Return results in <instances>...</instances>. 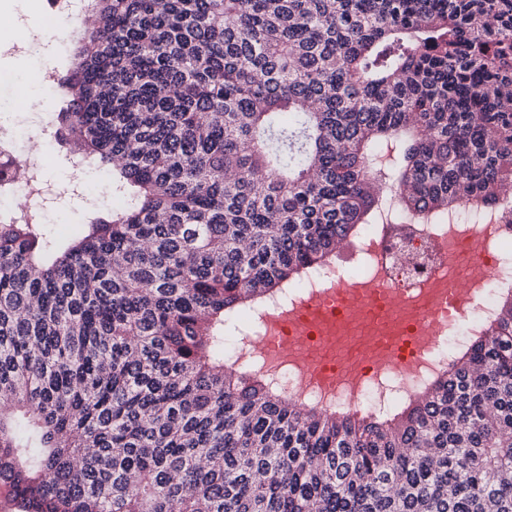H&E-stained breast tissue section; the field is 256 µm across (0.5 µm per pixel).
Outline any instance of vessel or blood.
I'll return each instance as SVG.
<instances>
[{
	"instance_id": "1",
	"label": "vessel or blood",
	"mask_w": 512,
	"mask_h": 512,
	"mask_svg": "<svg viewBox=\"0 0 512 512\" xmlns=\"http://www.w3.org/2000/svg\"><path fill=\"white\" fill-rule=\"evenodd\" d=\"M462 283L439 274L411 293L381 287L377 280L348 278L309 294L266 320L264 357L292 366L303 383L333 394L358 393L391 368L418 370L442 325L463 316L489 268L476 255L474 239L460 240Z\"/></svg>"
}]
</instances>
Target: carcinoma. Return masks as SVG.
I'll return each instance as SVG.
<instances>
[{"instance_id":"obj_1","label":"carcinoma","mask_w":512,"mask_h":512,"mask_svg":"<svg viewBox=\"0 0 512 512\" xmlns=\"http://www.w3.org/2000/svg\"><path fill=\"white\" fill-rule=\"evenodd\" d=\"M59 149L123 206L0 220L15 512H512V287L401 412L297 402L240 316L387 205L512 201V0H87ZM86 198V194L80 193L68 198L64 204L49 209L45 224L53 225L55 232L62 239L74 238L81 232V223L90 212L86 205H94V199L88 197L86 204Z\"/></svg>"}]
</instances>
